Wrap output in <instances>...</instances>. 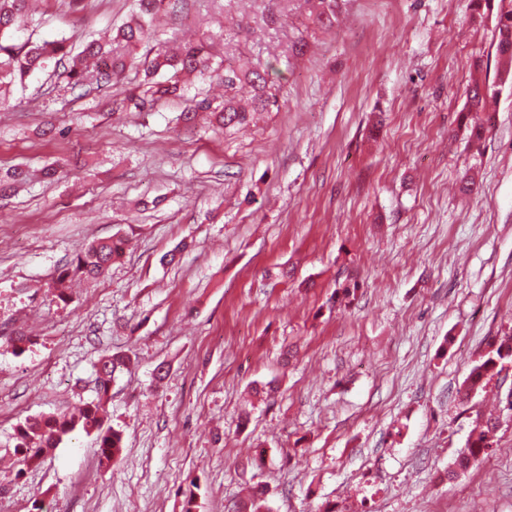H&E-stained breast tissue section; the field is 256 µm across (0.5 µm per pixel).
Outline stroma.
<instances>
[{"label":"stroma","instance_id":"35a3bbf8","mask_svg":"<svg viewBox=\"0 0 512 512\" xmlns=\"http://www.w3.org/2000/svg\"><path fill=\"white\" fill-rule=\"evenodd\" d=\"M68 2L36 0L15 41L100 38L130 9ZM498 7L341 0L316 29L306 0H181L154 42L211 38L275 83L235 133L185 128L181 100L121 108L133 67L83 97L49 70L11 86L0 169L31 177L0 197V512H512V367L458 396L512 327V84L481 140L462 122L475 61L498 79ZM105 239L122 257L57 302ZM106 353L131 358L102 421L118 458L79 428L19 472L18 425L95 400ZM490 415L489 455L448 479ZM122 246L120 240H97L84 248H81L71 264L63 269L56 282V297L66 303V281L75 275L89 278L103 276L112 266V262L121 255Z\"/></svg>","mask_w":512,"mask_h":512}]
</instances>
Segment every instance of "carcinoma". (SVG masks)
<instances>
[{"mask_svg":"<svg viewBox=\"0 0 512 512\" xmlns=\"http://www.w3.org/2000/svg\"><path fill=\"white\" fill-rule=\"evenodd\" d=\"M28 0H0V87L22 82L25 77L38 69H44L48 62L60 65L69 59L71 63L64 68V77L73 90L86 86L85 70L72 59L71 39L63 37L52 41L22 44L12 42L11 31L25 24L28 14ZM165 0H136L130 19L117 28L115 36L107 41L93 39L82 46L79 55L94 63L95 82L101 86L120 75L126 67V59H139L144 79L128 91L125 100L134 107L143 109L159 100L184 97L182 76L196 74L224 83V100L215 102L206 96L201 100L191 99L180 119L186 124L195 123L201 115L216 122L226 130L245 127L255 114L270 112L277 106L276 89L269 74L252 68L249 62L238 59L232 66L225 61L215 63L210 45L205 42L189 43L177 47H161L141 57L135 51L142 46L154 25ZM308 21L313 26L329 27L336 19L337 0H307ZM498 32L497 55L502 62L512 63V0H500L496 14ZM498 93V85L476 82L469 87L466 112L485 111L488 95ZM25 179L19 168L0 171V195L9 194L17 189ZM119 240H97L80 249L71 264L63 269L56 282V297L67 302L66 281L81 275L98 278L112 266V262L121 255ZM512 357V335L502 336L491 344L486 359L476 364L468 374L464 384V393L469 395L485 388L494 375L498 362L503 355ZM129 359L120 355L102 357L98 364V399L87 404L79 418L65 414L43 416L28 419L19 425L15 432L14 452L18 462L31 466L40 460L45 448L56 447L63 439L82 425L85 430L100 428L104 413V404L115 374L128 365ZM497 423L492 420L476 422L468 439L466 448L455 460V469L448 472V478L464 473L473 466L481 464L494 443ZM119 433L105 432L99 435L100 457L112 461L120 448Z\"/></svg>","mask_w":512,"mask_h":512,"instance_id":"1","label":"carcinoma"}]
</instances>
